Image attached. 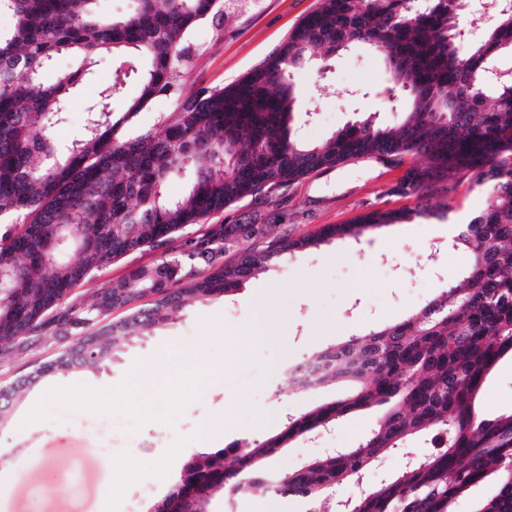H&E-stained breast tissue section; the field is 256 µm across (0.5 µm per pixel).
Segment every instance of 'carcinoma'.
<instances>
[{
    "mask_svg": "<svg viewBox=\"0 0 512 512\" xmlns=\"http://www.w3.org/2000/svg\"><path fill=\"white\" fill-rule=\"evenodd\" d=\"M96 2L0 0V11L14 18L0 32V224L8 225L0 233V358L49 326L72 337L68 350L0 387V424L36 381L110 366L188 302L238 289L273 259L332 238L358 241L427 209L375 211L298 238H269L267 225L252 224V243L229 260L224 243L237 239L239 225L209 228L189 249L132 271L91 304L71 302L74 287L91 274L320 169L355 157L388 154L402 164L421 155L427 168L408 169L394 193L420 198L431 180L469 173L488 196L452 241L469 257L460 274L405 319L310 357L320 372L297 388L344 383V395L288 419L266 440L194 454L145 512H211L217 497L234 512L243 490L322 512L329 490L357 483L381 454L402 451L417 436L429 437L434 451L339 500L336 512H456L460 498L487 482L493 492L475 512H512V413L484 418L475 403L488 374L512 355V71L499 76L495 67L512 53V0H498L496 26L467 56L456 43L467 21L461 0H318L314 28L301 20L237 82L186 97L178 91L189 35L224 18L221 0H136L124 17L100 13ZM353 43L383 56L389 88L406 95L410 110L396 126L367 118L306 144L291 125L298 91L290 75L309 51L327 62ZM59 55L75 65L49 83L44 73ZM130 55L146 68L138 96L116 118L112 98L128 79ZM105 57L115 64L113 82L60 157L53 130ZM174 95V111L153 128L119 134L149 103ZM187 171L193 178L186 196L169 198L168 181ZM145 296L153 297L148 308L137 305ZM119 307L131 310L127 319L103 323ZM371 406L380 409L377 427L354 447L296 469L273 467L296 437Z\"/></svg>",
    "mask_w": 512,
    "mask_h": 512,
    "instance_id": "1",
    "label": "carcinoma"
}]
</instances>
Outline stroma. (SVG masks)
<instances>
[{"label":"stroma","instance_id":"stroma-1","mask_svg":"<svg viewBox=\"0 0 512 512\" xmlns=\"http://www.w3.org/2000/svg\"><path fill=\"white\" fill-rule=\"evenodd\" d=\"M317 0H237L221 23L197 25L191 35V59L180 91L221 88L259 64L315 8ZM474 24L465 26L460 54H468L492 28L495 0H470ZM112 79L110 62L72 96L66 123L56 128L58 144L82 131L84 109ZM299 90L294 123L303 141L322 142L350 122L372 117L382 125L400 122L408 104L390 97L382 57L368 46L341 50L326 71L305 66L295 75ZM330 94H320V86ZM404 173L373 157L352 158L309 175L273 198L245 199L210 217V224H264L270 234L297 238L333 224H347L374 210L424 206L427 217L390 224L360 240L332 239L312 251L282 257L240 289L193 304L155 335L133 345L119 362L99 372H80L37 382L27 398L44 396L40 418L19 423L24 406L0 426V512H142L145 503L163 497L183 463L203 447L204 428L225 441L264 440L278 434L287 419L334 401L345 386L295 391L290 366L328 346L362 335L376 326L405 318L456 278L468 256L448 245L447 235L432 236L436 224H465L487 205L481 188L469 178L458 185L436 182L423 198L391 194ZM437 247L434 267L420 271L418 255ZM161 250L130 253L86 278L72 293L92 302L106 286L139 267L160 261ZM263 325L266 339L239 342L238 336ZM200 347L202 367L217 368L203 385L192 378L168 385L164 406L145 415L134 406L131 377L142 363H160L165 345ZM52 336L0 360V386L28 374L39 363L68 348ZM113 391L114 400L94 408L90 395ZM484 415L512 413V358L504 357L489 375L479 397ZM375 408L344 416L319 434L292 440L277 456L280 468H298L329 448H348L376 426ZM168 430L171 442L142 459L138 475L128 481L113 475L132 458L131 442ZM63 463L66 480L47 472L51 461Z\"/></svg>","mask_w":512,"mask_h":512}]
</instances>
